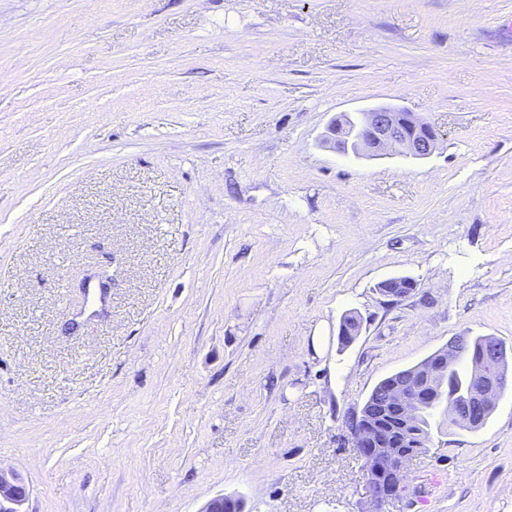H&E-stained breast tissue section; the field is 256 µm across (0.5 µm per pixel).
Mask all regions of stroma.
I'll return each instance as SVG.
<instances>
[{
	"instance_id": "1",
	"label": "stroma",
	"mask_w": 512,
	"mask_h": 512,
	"mask_svg": "<svg viewBox=\"0 0 512 512\" xmlns=\"http://www.w3.org/2000/svg\"><path fill=\"white\" fill-rule=\"evenodd\" d=\"M386 105L441 131L431 156L322 144ZM482 335L512 348V0H0V470L26 512H369L348 414ZM431 437L382 512H512V388ZM362 328V318L356 311L346 312L340 319L338 338L341 345L347 346L359 335Z\"/></svg>"
}]
</instances>
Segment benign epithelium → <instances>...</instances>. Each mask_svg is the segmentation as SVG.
<instances>
[{
  "label": "benign epithelium",
  "instance_id": "obj_1",
  "mask_svg": "<svg viewBox=\"0 0 512 512\" xmlns=\"http://www.w3.org/2000/svg\"><path fill=\"white\" fill-rule=\"evenodd\" d=\"M438 141L435 127L403 108L381 106L364 114L356 135L358 153L380 157L400 153L413 159H424L432 154ZM488 393L476 391L465 404V420L479 422ZM353 447L362 455L375 447V437L366 423L349 429ZM404 466H395L388 458L371 464L366 471V497L371 512H381L383 504L407 494L403 481ZM27 490L17 480L0 473V512H24Z\"/></svg>",
  "mask_w": 512,
  "mask_h": 512
}]
</instances>
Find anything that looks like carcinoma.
Returning <instances> with one entry per match:
<instances>
[{
	"label": "carcinoma",
	"mask_w": 512,
	"mask_h": 512,
	"mask_svg": "<svg viewBox=\"0 0 512 512\" xmlns=\"http://www.w3.org/2000/svg\"><path fill=\"white\" fill-rule=\"evenodd\" d=\"M413 289L415 283L404 277L387 279L377 285V290L385 294ZM361 328L360 314L356 311L346 312L339 323L338 338L341 345L353 342ZM495 344L504 346L494 336H467L451 363H446L448 349L441 348L420 363L380 380L364 401L361 412L368 418H374L376 429L384 438L383 453L411 459L425 452L431 441L430 418L440 403L445 402L450 408H458L484 384L486 376L497 379L508 370L507 360L486 358L487 348ZM410 381L416 383L419 391L415 394L412 415L409 416L401 411L397 403L384 401V397ZM505 391L504 386L491 391L489 404L479 424L466 426L455 417L450 418V422L471 431L482 428Z\"/></svg>",
	"instance_id": "1"
}]
</instances>
